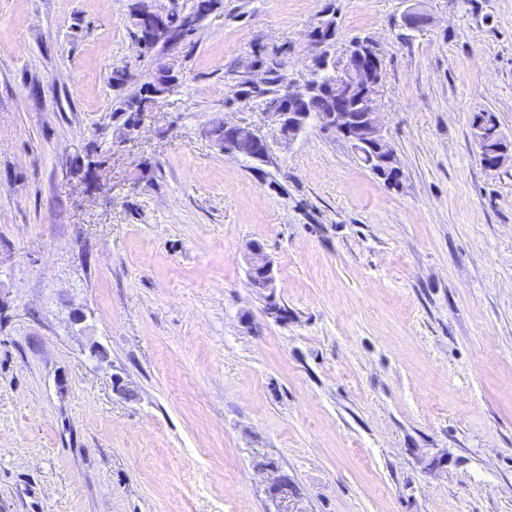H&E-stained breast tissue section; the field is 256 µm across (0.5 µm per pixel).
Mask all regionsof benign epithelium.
Here are the masks:
<instances>
[{
	"label": "benign epithelium",
	"instance_id": "benign-epithelium-1",
	"mask_svg": "<svg viewBox=\"0 0 512 512\" xmlns=\"http://www.w3.org/2000/svg\"><path fill=\"white\" fill-rule=\"evenodd\" d=\"M180 8V0H169L163 9L157 8L154 0H135L131 17L139 32V47L147 43L154 46L180 43L181 38L166 26L165 20L166 12H178ZM380 61L375 44L353 41L338 56L317 54L304 82L286 79L283 93L288 101L283 104L268 99L266 75L251 79L250 86L253 97L260 100L264 113L277 125L283 138H295L313 118L322 131L336 134L355 152L362 146L369 148L373 164L398 174L399 163L384 134L379 112L383 84V73L377 69ZM172 85L173 78L160 69L147 82L148 95L155 100L167 94ZM218 125L224 127V137L214 142L222 151L238 156L240 144L252 143L257 151L248 159L266 161L267 144L252 128L227 120ZM246 251L250 287L263 297L266 315L274 318L280 302L275 291L273 261L257 242L249 243Z\"/></svg>",
	"mask_w": 512,
	"mask_h": 512
}]
</instances>
